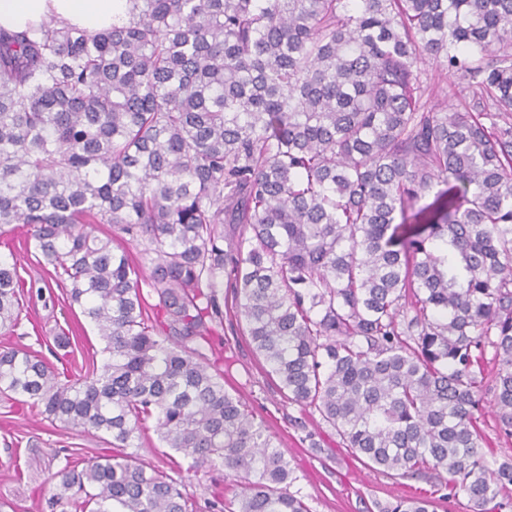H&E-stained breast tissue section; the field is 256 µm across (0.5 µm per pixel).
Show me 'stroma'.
Here are the masks:
<instances>
[{
	"mask_svg": "<svg viewBox=\"0 0 512 512\" xmlns=\"http://www.w3.org/2000/svg\"><path fill=\"white\" fill-rule=\"evenodd\" d=\"M27 229L16 225L12 249L20 279L21 323L8 343L37 351L58 372L71 374L88 360L103 361V345L79 308L70 307L62 289L41 270ZM71 332V345L60 350L53 337ZM210 364L223 369L226 388L237 391L258 418L264 419L275 445L298 480L295 484L311 512H378L399 497L435 500L437 512H470L465 496L439 499L433 481L391 479L372 471L342 447L335 430L313 409L288 402L262 369L246 336L224 333L221 354ZM101 434L77 432L51 423L29 404L0 396V512H48V479L67 455L93 458L111 451ZM183 492L204 502L232 496L241 481L224 467L174 471Z\"/></svg>",
	"mask_w": 512,
	"mask_h": 512,
	"instance_id": "obj_1",
	"label": "stroma"
}]
</instances>
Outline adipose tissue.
<instances>
[{
	"label": "adipose tissue",
	"mask_w": 512,
	"mask_h": 512,
	"mask_svg": "<svg viewBox=\"0 0 512 512\" xmlns=\"http://www.w3.org/2000/svg\"><path fill=\"white\" fill-rule=\"evenodd\" d=\"M125 10L126 0H0V27L22 31L52 18L94 33Z\"/></svg>",
	"instance_id": "1"
}]
</instances>
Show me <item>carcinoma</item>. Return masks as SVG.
Segmentation results:
<instances>
[{"instance_id": "carcinoma-1", "label": "carcinoma", "mask_w": 512, "mask_h": 512, "mask_svg": "<svg viewBox=\"0 0 512 512\" xmlns=\"http://www.w3.org/2000/svg\"><path fill=\"white\" fill-rule=\"evenodd\" d=\"M128 3L95 34L0 28V237L29 227L105 354L63 381L0 347L1 395L112 438L52 475L50 512H201L140 461L150 431L190 469L242 475L209 509L310 512L207 364L226 312L354 458L500 512L512 463L484 452L477 412L490 398L512 437V0ZM426 59L468 99L428 107ZM19 288L0 255L1 336Z\"/></svg>"}]
</instances>
